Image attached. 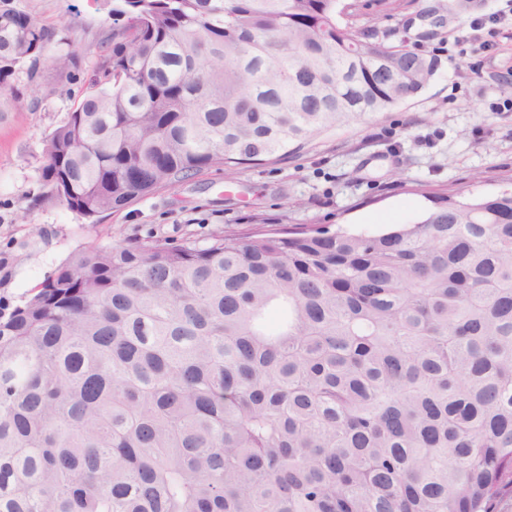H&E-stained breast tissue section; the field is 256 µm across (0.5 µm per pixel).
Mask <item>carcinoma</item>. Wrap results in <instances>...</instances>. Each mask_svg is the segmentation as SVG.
<instances>
[{
  "mask_svg": "<svg viewBox=\"0 0 512 512\" xmlns=\"http://www.w3.org/2000/svg\"><path fill=\"white\" fill-rule=\"evenodd\" d=\"M0 0L12 80L79 68ZM41 183L91 224L420 94L341 0H121ZM512 495V191L73 252L0 308V512H495Z\"/></svg>",
  "mask_w": 512,
  "mask_h": 512,
  "instance_id": "carcinoma-1",
  "label": "carcinoma"
}]
</instances>
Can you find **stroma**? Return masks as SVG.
Masks as SVG:
<instances>
[{"label":"stroma","instance_id":"1","mask_svg":"<svg viewBox=\"0 0 512 512\" xmlns=\"http://www.w3.org/2000/svg\"><path fill=\"white\" fill-rule=\"evenodd\" d=\"M358 24L377 23L388 47L436 55L440 68L414 99L389 112L322 133L299 151L223 171L197 173L128 207L85 223L39 181L50 134L62 124L80 84L55 75L17 73L19 100L0 112V306L31 296L72 252L137 238L205 242L218 230L301 229L313 224L378 234L411 224L436 199L472 200L512 187V28L489 50L458 42L474 18L506 9L477 0L472 12L431 26L448 0H352ZM42 25L72 28L89 62L112 31L116 0H24Z\"/></svg>","mask_w":512,"mask_h":512}]
</instances>
